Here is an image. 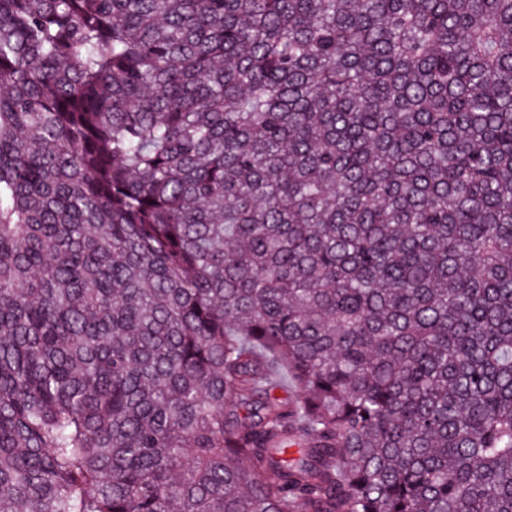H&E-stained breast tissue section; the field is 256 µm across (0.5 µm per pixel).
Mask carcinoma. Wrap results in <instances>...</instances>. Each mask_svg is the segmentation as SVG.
I'll return each instance as SVG.
<instances>
[{"label":"carcinoma","mask_w":512,"mask_h":512,"mask_svg":"<svg viewBox=\"0 0 512 512\" xmlns=\"http://www.w3.org/2000/svg\"><path fill=\"white\" fill-rule=\"evenodd\" d=\"M0 512H512V0H0Z\"/></svg>","instance_id":"1"}]
</instances>
